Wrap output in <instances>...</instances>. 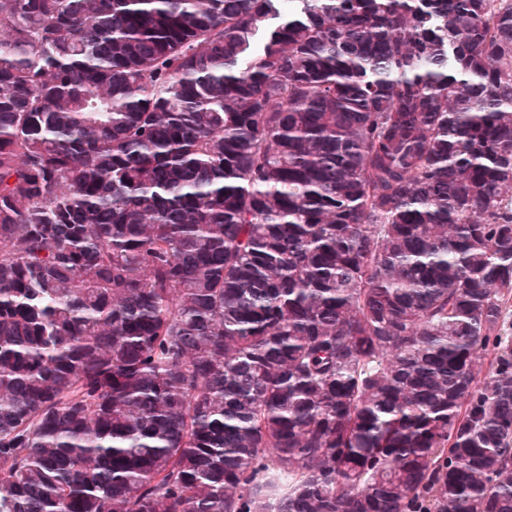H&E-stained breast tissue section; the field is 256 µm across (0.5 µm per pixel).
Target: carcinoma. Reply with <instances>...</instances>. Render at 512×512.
<instances>
[{
  "label": "carcinoma",
  "mask_w": 512,
  "mask_h": 512,
  "mask_svg": "<svg viewBox=\"0 0 512 512\" xmlns=\"http://www.w3.org/2000/svg\"><path fill=\"white\" fill-rule=\"evenodd\" d=\"M511 300L512 0H0V512H512Z\"/></svg>",
  "instance_id": "carcinoma-1"
}]
</instances>
